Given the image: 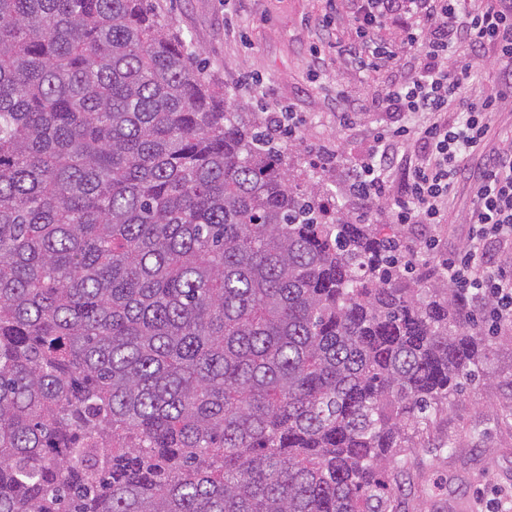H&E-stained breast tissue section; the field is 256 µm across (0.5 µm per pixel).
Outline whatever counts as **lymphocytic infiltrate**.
Instances as JSON below:
<instances>
[{"label": "lymphocytic infiltrate", "mask_w": 512, "mask_h": 512, "mask_svg": "<svg viewBox=\"0 0 512 512\" xmlns=\"http://www.w3.org/2000/svg\"><path fill=\"white\" fill-rule=\"evenodd\" d=\"M346 8L353 35L334 43L337 58L377 71L397 66L403 52L418 56L403 82L370 100L352 101L341 89L334 95L340 125L369 112L395 117L376 128L349 186L358 199L387 202L392 223H443L454 182L484 145L490 114L512 100V0H326L323 29ZM389 25L397 29L392 43L378 36ZM479 61L502 79L476 100L467 82ZM394 169L401 172L396 185L387 178ZM476 179V201L464 217L468 241L443 270L498 330L512 324V273L496 259L512 244V140L487 158Z\"/></svg>", "instance_id": "lymphocytic-infiltrate-1"}]
</instances>
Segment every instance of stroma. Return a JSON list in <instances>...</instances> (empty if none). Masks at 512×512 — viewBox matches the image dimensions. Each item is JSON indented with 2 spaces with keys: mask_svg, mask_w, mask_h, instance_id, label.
<instances>
[{
  "mask_svg": "<svg viewBox=\"0 0 512 512\" xmlns=\"http://www.w3.org/2000/svg\"><path fill=\"white\" fill-rule=\"evenodd\" d=\"M152 2L196 51L206 77L240 94L250 111L296 112L301 127L288 144L289 156L331 189L348 183L371 127L365 121L337 132L336 88L359 101L374 97L413 62L407 53L399 66L376 72L343 60L314 69L315 45L351 34L345 23L335 33L321 30L323 0ZM473 203L474 182L462 177L436 227L438 250L418 251L416 265H440L462 246L468 235L463 217ZM489 368L496 376L493 389L467 385L391 470L396 512H512V348H494Z\"/></svg>",
  "mask_w": 512,
  "mask_h": 512,
  "instance_id": "35a3bbf8",
  "label": "stroma"
}]
</instances>
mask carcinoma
Here are the masks:
<instances>
[{
    "mask_svg": "<svg viewBox=\"0 0 512 512\" xmlns=\"http://www.w3.org/2000/svg\"><path fill=\"white\" fill-rule=\"evenodd\" d=\"M148 0H0V512H395L492 342Z\"/></svg>",
    "mask_w": 512,
    "mask_h": 512,
    "instance_id": "obj_1",
    "label": "carcinoma"
}]
</instances>
